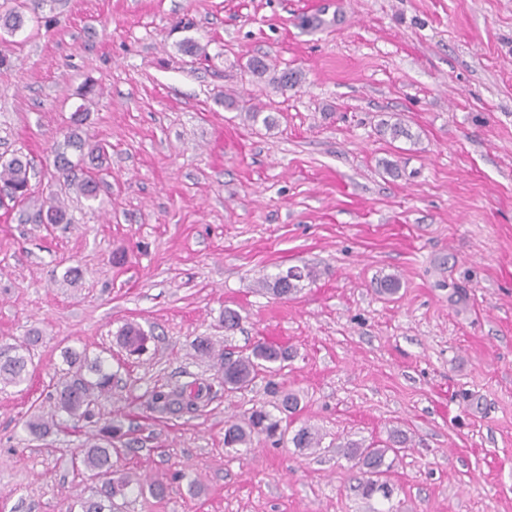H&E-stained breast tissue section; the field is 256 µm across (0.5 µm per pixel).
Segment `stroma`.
Returning <instances> with one entry per match:
<instances>
[{"label":"stroma","mask_w":512,"mask_h":512,"mask_svg":"<svg viewBox=\"0 0 512 512\" xmlns=\"http://www.w3.org/2000/svg\"><path fill=\"white\" fill-rule=\"evenodd\" d=\"M339 2L334 20L312 0H50L0 29V164L35 170L28 200L0 204V345L38 339L28 381L0 390V512L96 496L72 459L112 419L116 467L167 485L117 512H512V0ZM79 108L105 159L70 152L65 178ZM395 120L410 138L382 133ZM90 171L93 200L76 188ZM51 194L66 223L38 221ZM295 266L315 272L298 292L260 288ZM385 276L397 294L378 293ZM127 323L142 354L117 340ZM199 337L288 358L230 392ZM66 346L110 356L119 381L37 438L25 423ZM187 385L195 408L153 407ZM288 390L317 453L225 447L226 422ZM395 429L391 496L364 498L337 448ZM119 343L131 353H138L144 349L147 334L137 324H126L117 335Z\"/></svg>","instance_id":"obj_1"}]
</instances>
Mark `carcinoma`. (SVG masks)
I'll return each mask as SVG.
<instances>
[{"label":"carcinoma","instance_id":"obj_1","mask_svg":"<svg viewBox=\"0 0 512 512\" xmlns=\"http://www.w3.org/2000/svg\"><path fill=\"white\" fill-rule=\"evenodd\" d=\"M24 16L16 10L7 11L0 15V28L14 32L22 27ZM31 163L18 155L0 165V196L13 201L22 202L28 198ZM39 218L48 224H58L63 221L65 212L58 204V200H49L46 212H38ZM313 277L309 268H298L296 271H286L270 275L262 280V287L278 297H287L298 291L300 283ZM119 343L131 353H138L144 349L147 334L137 324H127L120 329L117 335ZM31 339L20 346L5 345L0 347V388L19 386L29 375L28 362L31 358L25 355L29 350ZM220 366L224 386L229 390H242L252 385L259 376L274 372L273 365L286 359V355L277 346L268 343H259L253 347L247 356L229 357L219 354ZM67 368L53 385L54 392L50 393L48 400L52 401L50 418L35 415L29 420L27 427L33 434H46L50 429L59 425L56 416L66 414L71 419L86 418L92 414L102 398L112 392V367L108 359L100 355L89 358L83 352L70 350L65 354ZM191 397L187 390L164 393H153L152 398L162 409H169L175 405H182L183 401ZM299 405L298 395L288 392L283 395L277 406L279 415H273L263 409H256L250 413L247 421L240 424L231 422L224 430V445L227 447L251 444V437L255 434H264L274 437L284 433L282 428L283 417L291 416L297 412ZM120 433V428L107 424L100 428L98 437L83 444L77 460L91 476L102 479L100 495L97 498L79 499L78 512H112V500L124 497L129 493H142L147 489L151 493L161 496L165 491L163 484L154 481L145 486L140 478L130 472H118L112 464V438ZM292 442L297 448L317 450L321 444L319 433L312 427H300ZM387 448H377L373 445H363L359 442H350L338 449V453L345 459L354 463L363 470L366 479L359 482L358 490L365 498L375 493L389 496V490L380 478L390 469L387 463Z\"/></svg>","mask_w":512,"mask_h":512}]
</instances>
